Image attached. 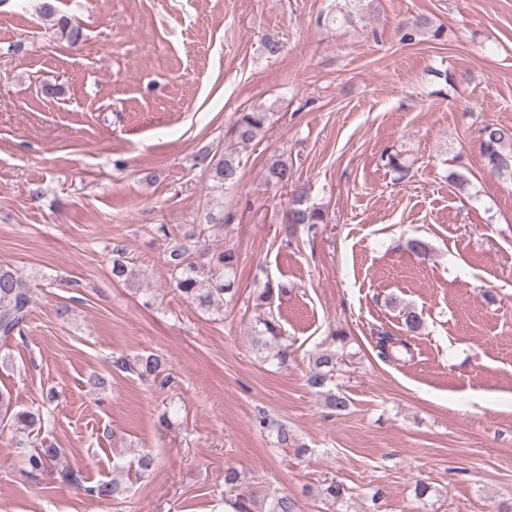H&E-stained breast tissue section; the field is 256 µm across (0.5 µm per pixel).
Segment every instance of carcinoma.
Returning a JSON list of instances; mask_svg holds the SVG:
<instances>
[{"mask_svg":"<svg viewBox=\"0 0 512 512\" xmlns=\"http://www.w3.org/2000/svg\"><path fill=\"white\" fill-rule=\"evenodd\" d=\"M271 115L260 108H252L238 113L232 127L233 139L224 146V152L206 153L200 156L199 164L209 173L214 187L222 189L240 180V161L237 149L262 137L268 130ZM480 152L484 167L494 176H512V127L486 125L482 129ZM267 179L270 183L287 187L294 184L293 169L280 159H272L267 165ZM305 197L296 191L292 195V207L288 212V223L293 228L307 227L311 231L316 225L324 223L325 215L318 208L303 206ZM150 231L167 242L166 263L170 279L176 290L197 308L208 311L224 296L236 294V270L238 255L229 247L218 253L208 254L193 235L182 234L167 224H155ZM127 246L121 239L112 242V279L117 282L126 280ZM32 304V286L30 282L10 267L0 266V338L8 339L21 333ZM405 332L408 336L419 333L423 327L422 314L410 308L403 313ZM262 328L255 331L256 342L263 346L272 339H281V327L274 316L259 320ZM379 357L388 360L395 351H408V340L381 333L376 341ZM339 355L331 348L323 349L314 360L308 384L314 389H322L334 382ZM118 369L132 372L142 379L158 375L162 367V358L156 354L140 355L133 359L119 356L112 361ZM9 420L17 426L33 427L41 421L40 415L29 410H14L10 393L0 391V424ZM61 451L45 445L30 450L23 459V472L36 477L47 468L60 463ZM239 477L231 470L224 475V485L230 495L224 497L232 512H254L252 496L237 491ZM87 492L101 499H108L120 492L118 484L102 482L87 488ZM267 512H299L298 504L286 495L276 491L268 494Z\"/></svg>","mask_w":512,"mask_h":512,"instance_id":"cac0c4a2","label":"carcinoma"}]
</instances>
